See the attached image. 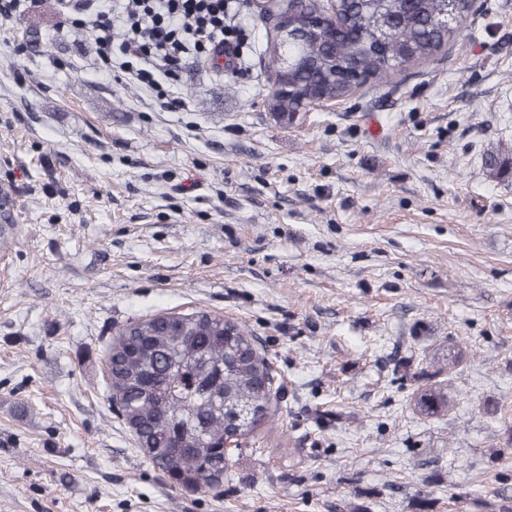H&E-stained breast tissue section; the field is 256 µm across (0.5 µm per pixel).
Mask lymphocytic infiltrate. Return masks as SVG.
Listing matches in <instances>:
<instances>
[{
    "label": "lymphocytic infiltrate",
    "mask_w": 512,
    "mask_h": 512,
    "mask_svg": "<svg viewBox=\"0 0 512 512\" xmlns=\"http://www.w3.org/2000/svg\"><path fill=\"white\" fill-rule=\"evenodd\" d=\"M233 10V0H76L70 21L93 41L100 69L156 90L155 67L172 80L183 56L228 47Z\"/></svg>",
    "instance_id": "1"
}]
</instances>
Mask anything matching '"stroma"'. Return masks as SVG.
<instances>
[{
  "label": "stroma",
  "instance_id": "35a3bbf8",
  "mask_svg": "<svg viewBox=\"0 0 512 512\" xmlns=\"http://www.w3.org/2000/svg\"><path fill=\"white\" fill-rule=\"evenodd\" d=\"M433 60L315 107L268 108L271 24L177 104L94 64L59 0L0 20V512L512 508V0ZM38 29L41 40L28 35ZM239 323L278 373L219 490L177 487L112 405L128 322ZM443 387V416L413 392Z\"/></svg>",
  "mask_w": 512,
  "mask_h": 512
}]
</instances>
